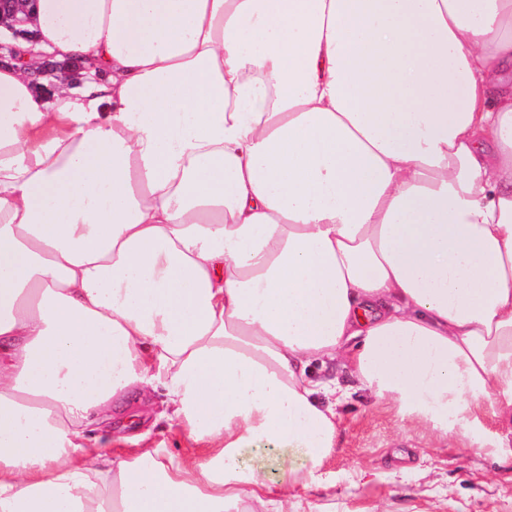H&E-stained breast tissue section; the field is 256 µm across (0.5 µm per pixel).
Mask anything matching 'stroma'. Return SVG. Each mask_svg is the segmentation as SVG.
I'll return each mask as SVG.
<instances>
[{"instance_id":"obj_1","label":"stroma","mask_w":512,"mask_h":512,"mask_svg":"<svg viewBox=\"0 0 512 512\" xmlns=\"http://www.w3.org/2000/svg\"><path fill=\"white\" fill-rule=\"evenodd\" d=\"M163 396L132 397L127 427H95L91 436L115 439L150 433L171 453H188L185 431L162 416ZM338 447L321 469L323 489L301 494L300 512H512V459L473 443L464 428L431 441L404 424L387 402L365 391L339 409Z\"/></svg>"}]
</instances>
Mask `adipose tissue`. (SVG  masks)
I'll use <instances>...</instances> for the list:
<instances>
[{"mask_svg":"<svg viewBox=\"0 0 512 512\" xmlns=\"http://www.w3.org/2000/svg\"><path fill=\"white\" fill-rule=\"evenodd\" d=\"M30 29L0 64V512H296L350 395L315 362L512 446V0H36ZM45 60L80 69L45 91ZM157 389L193 453L83 439ZM242 461L248 466L262 467L261 472H270L274 475L288 473V456L285 455L266 457L265 455L247 453Z\"/></svg>","mask_w":512,"mask_h":512,"instance_id":"adipose-tissue-1","label":"adipose tissue"}]
</instances>
